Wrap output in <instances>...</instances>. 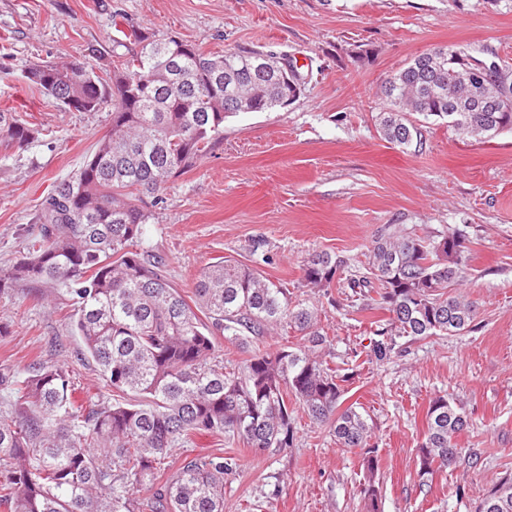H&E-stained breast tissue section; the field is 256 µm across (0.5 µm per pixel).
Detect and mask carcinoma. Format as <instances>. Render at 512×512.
I'll list each match as a JSON object with an SVG mask.
<instances>
[{
	"label": "carcinoma",
	"instance_id": "carcinoma-1",
	"mask_svg": "<svg viewBox=\"0 0 512 512\" xmlns=\"http://www.w3.org/2000/svg\"><path fill=\"white\" fill-rule=\"evenodd\" d=\"M130 36L141 44L113 68L89 47L77 63L98 71L83 87L90 111L111 113L109 134L85 158L75 177L59 182L35 216L38 235L0 276V292L24 283H59L76 297L71 318L81 355L98 367L112 398L83 408L74 381L59 363L41 364L20 378L0 365V387L10 391L0 410V508L4 512H224V481L237 462L221 451L186 460L164 482L174 448L198 433L220 435L258 450L282 451L294 442L296 401L313 421L329 426L338 447L367 448L361 493L367 512H380L381 490L370 427L352 405L343 406L344 378L320 355L326 342L316 312L288 297L254 267L223 260L197 279L186 300L164 275L165 263L136 246L151 206L176 177L191 169L224 136V118L246 109L253 90L259 112L280 108L282 90L260 51L205 54L173 36ZM482 53L436 47L413 57L381 88L382 137L403 149L419 146L417 117L448 119L466 139L482 141L512 131V104L485 111L468 77ZM71 64H50L27 80L63 102L71 87L59 75ZM503 73L483 74V95L497 97ZM132 82V87L125 82ZM36 124L0 112V141L23 148L38 139ZM461 240L452 230L421 237L404 230L374 241L368 268L347 279L363 296L371 291L389 313L370 353L383 361L394 339L457 335L470 328L476 305L448 287L464 274ZM347 260L327 252L304 265L309 288H329ZM278 327L301 335L302 345L257 349L226 372L216 339L239 341ZM418 448L419 475L431 477L455 463L456 438L468 428L454 399L434 398ZM475 512H512V476L503 477Z\"/></svg>",
	"mask_w": 512,
	"mask_h": 512
}]
</instances>
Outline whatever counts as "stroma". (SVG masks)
I'll return each instance as SVG.
<instances>
[{"label": "stroma", "instance_id": "obj_1", "mask_svg": "<svg viewBox=\"0 0 512 512\" xmlns=\"http://www.w3.org/2000/svg\"><path fill=\"white\" fill-rule=\"evenodd\" d=\"M171 34L204 53L258 50L288 55L304 82L287 108L224 120V138L175 178L151 210L139 249L166 260V274L191 296L220 259L256 267L315 309L331 367L348 375L346 404L371 428L380 458L383 512H474L512 474V133L464 139L447 122L423 123L421 150L381 138L380 89L414 56L436 46H468L512 66V0H0V106L45 136L27 147L0 143V274L39 231L43 198L72 176L108 134V112L62 107L26 84L33 62L64 63L98 48L106 61L129 56L131 30ZM390 224L425 236L462 234L463 279L451 291L475 301L472 330L425 340L400 337L388 360L363 349L388 312L349 289L304 285L314 254L343 256L364 272L366 254ZM65 287L13 285L0 294V364L26 376L37 362H65L75 401L108 390L76 351ZM293 330L216 342L225 368L252 351L299 345ZM453 397L468 428L456 463L432 481L419 476L417 449L435 396ZM292 448L244 447L210 434L174 449L172 467L224 450L239 467L224 483V512H363L361 452L338 448L327 425L293 413Z\"/></svg>", "mask_w": 512, "mask_h": 512}]
</instances>
